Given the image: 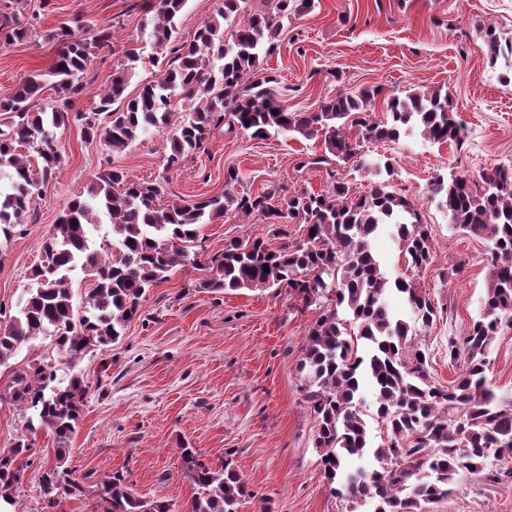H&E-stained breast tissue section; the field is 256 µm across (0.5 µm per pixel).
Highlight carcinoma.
Instances as JSON below:
<instances>
[{
  "mask_svg": "<svg viewBox=\"0 0 512 512\" xmlns=\"http://www.w3.org/2000/svg\"><path fill=\"white\" fill-rule=\"evenodd\" d=\"M242 0H219L217 16L203 22L189 43L177 42V18L185 0H142L150 15L152 53L159 64L173 55L154 80L137 96H124L132 70L141 62L142 40L126 41L124 61L112 69L110 84L99 94L96 111L111 117L102 127L86 113L73 110L71 98L80 93L84 74L97 51L113 35L102 28L86 36L61 22L50 34L59 44L53 66L25 79L16 91L0 98V172L8 169L10 187L0 188V232L9 236L23 224L31 198L53 180L62 158L53 141L55 130L69 122L83 124L88 140L98 137L114 153L129 147L150 127L170 123L180 100L190 104L189 118L176 128L166 169H179L190 153L200 149L215 128L266 138L288 132L310 139L324 136L325 154L315 164L361 163L363 144L392 142L417 128L433 144L461 141L448 94L442 89L412 91L386 101V120L372 118L374 92L339 89L317 112H291L276 89V79L258 76L265 57L277 48L284 22L314 8V0H272L231 30ZM13 0H0V43L11 45L28 36L29 28L10 11ZM50 84L56 94L49 112L31 111ZM120 101L122 106L112 108ZM25 147L37 153L38 170L31 169ZM378 179L355 196L338 180L325 191L305 188L276 202L277 190L238 193V169L224 172V193L192 205L156 204L161 185L126 180L115 166L102 170L85 191L74 195L46 239L43 263L31 268L37 287L30 291L19 314L0 329V364L40 334L73 362L88 352L117 343L139 313L144 295L189 258L200 226L234 212L255 216L267 224H303L306 237L296 246L271 248L261 237L232 240L216 273L199 282L213 291L286 288L304 308L317 305L322 314L311 328L299 370L304 396L316 423L314 446L328 484L344 480L332 493L359 512L367 499L374 512H431L430 505L456 491L464 472L484 474L497 483L512 479V403L486 386V352L503 323L512 315V166H494L479 179L438 174L429 184V197L465 233L492 243L490 282L481 319L458 341L448 342L452 360L464 358L465 368L448 387L432 381L426 353L416 341L417 326L428 327L436 317L431 299L413 279H390L371 249L383 224H396L400 247L417 271L431 262V240L415 202L395 190L391 159L374 164ZM105 216L112 224V244L92 247L88 228ZM269 266L264 271L263 265ZM92 278L91 288L75 298L72 274ZM402 295L416 315L410 325L389 308L385 295ZM344 306L350 323L338 317ZM370 380L376 416L385 429L384 442L372 449L356 396L360 375ZM55 366L33 359L15 370L4 391L23 410L32 411L27 434L0 455V512H17L13 491L22 484L33 455L28 435L47 430L55 437V464L41 476L44 505L39 512H59L63 500L85 493L67 469L68 441L78 422L88 385L80 377L64 388H53ZM507 450L511 460L489 470L495 449ZM184 476L194 486L191 512H238L245 484L231 460L214 470L198 459L194 448L180 449ZM371 453L384 466L346 471V464ZM98 512H169L166 502L147 500L132 490L127 476L115 471L95 485Z\"/></svg>",
  "mask_w": 512,
  "mask_h": 512,
  "instance_id": "cac0c4a2",
  "label": "carcinoma"
}]
</instances>
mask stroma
I'll return each instance as SVG.
<instances>
[{
    "instance_id": "35a3bbf8",
    "label": "stroma",
    "mask_w": 512,
    "mask_h": 512,
    "mask_svg": "<svg viewBox=\"0 0 512 512\" xmlns=\"http://www.w3.org/2000/svg\"><path fill=\"white\" fill-rule=\"evenodd\" d=\"M141 0H21L15 11L33 21L32 36L0 47V97L29 77L48 71L58 45L48 34L68 21L79 34L113 27L118 37L92 58L83 74L75 110L91 113L110 82L129 37L148 38ZM493 28L512 42V0H315L312 10L285 23L276 51L264 67L277 80L294 112H314L340 89L381 91L373 117L383 120L384 96L417 89L447 91L461 127L460 141L433 145L419 134L364 147L367 156L391 157L393 184L416 199L431 236L432 261L413 273L396 238L382 225L372 249L390 278L416 277L437 316L418 342L436 384L447 385L463 364L450 360L448 342L478 320L489 283V246L454 228L448 214L428 200L436 174L477 177L496 164L512 165V58L491 60L484 40ZM173 127L150 129L125 151L112 153L103 140H86L80 125L60 128L55 147L61 174L31 205L26 224L0 237V304L16 315L34 289L29 269L42 258V243L74 193L108 165L129 179L158 182L160 204H192L221 194L224 172L242 176L241 191L269 187L291 194L327 190L347 181L361 192L370 178L355 163L327 167L315 159L322 137L274 133L265 139L219 126L181 169H165ZM247 235L278 248L299 243V224H265L227 215L202 225L191 252L197 265H179L143 298L140 316L121 341L70 363L59 358L51 337L37 336L0 366V387L13 369L42 357L56 362L59 383L81 376L89 387L81 418L69 441L68 463L84 477L86 493L66 499L62 512H96L93 485L104 474L126 469L134 492L168 503L170 512H191L193 486L183 474L181 448L220 468L231 460L246 484L240 512H348L332 495L313 444L314 422L304 400L298 362L318 307L296 304L287 289L201 288L199 264L223 253L229 240ZM487 382L512 402V326H503L486 354ZM36 454L16 490L22 512H39L40 476L54 461L56 440L41 430ZM434 512H512V482L494 484L464 474Z\"/></svg>"
}]
</instances>
